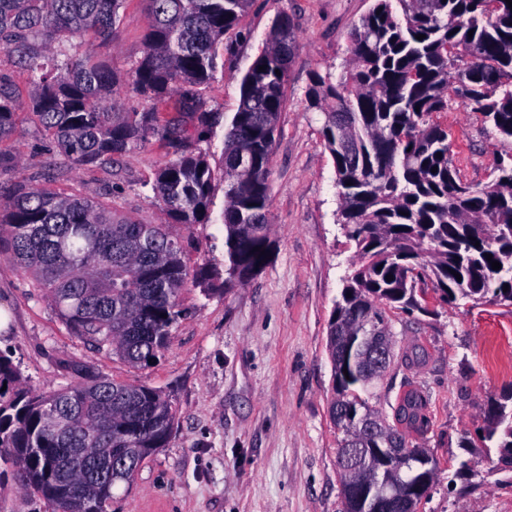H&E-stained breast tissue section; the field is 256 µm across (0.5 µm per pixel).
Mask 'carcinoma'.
I'll return each mask as SVG.
<instances>
[{"label":"carcinoma","mask_w":512,"mask_h":512,"mask_svg":"<svg viewBox=\"0 0 512 512\" xmlns=\"http://www.w3.org/2000/svg\"><path fill=\"white\" fill-rule=\"evenodd\" d=\"M146 51L131 85L156 106L178 95L187 106L216 78L224 34L251 0H147ZM124 0H0V53H18L36 77L29 101L0 70V142L26 113L58 152L77 167L110 164L150 140L175 156L156 174L162 224L120 217L91 200L20 185L0 199V236L16 262L45 292L73 336L133 365L164 350L185 316L188 284L206 297L259 274L273 254L268 179L288 69L297 36L279 15L266 46L240 82L231 119L198 112H124L112 66L65 43L92 34L115 39ZM473 35H468V32ZM425 35L422 40L416 39ZM349 59L338 80L314 74L310 106L325 115L321 134L333 160L337 223L355 245L354 269L329 318L327 348L334 371L330 417L340 434L366 449L376 477L348 494L345 512H385V468L430 489L436 459L393 458L406 431L426 425L427 395L407 390L394 423L369 404L365 336L377 326L392 335L391 312L422 309L427 285L441 302L512 303V161L509 177L480 187L464 181L435 116L448 102L481 115L512 141V9L506 0H375L348 35ZM265 69H260V66ZM224 130V280L205 268L190 273L172 224H202L212 206L213 172L199 143ZM492 260H487V255ZM501 268L494 270L491 261ZM461 279H456V275ZM508 291H503L504 285ZM35 395L11 356L0 354V463L20 472L50 512H108L114 490H129L143 462L167 446L176 410L161 391L101 379ZM342 414L336 415V407ZM380 429L363 434L364 418ZM477 442L496 443L512 471V395L488 413ZM82 449L86 466L71 463Z\"/></svg>","instance_id":"obj_1"}]
</instances>
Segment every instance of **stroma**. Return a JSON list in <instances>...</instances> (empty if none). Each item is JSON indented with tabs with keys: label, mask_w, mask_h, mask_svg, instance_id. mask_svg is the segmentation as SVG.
Returning a JSON list of instances; mask_svg holds the SVG:
<instances>
[{
	"label": "stroma",
	"mask_w": 512,
	"mask_h": 512,
	"mask_svg": "<svg viewBox=\"0 0 512 512\" xmlns=\"http://www.w3.org/2000/svg\"><path fill=\"white\" fill-rule=\"evenodd\" d=\"M373 0H252L224 37V70L200 93L204 108L233 115L240 79L266 43L278 15H288L298 49L288 72L269 176L273 257L263 271L228 292L181 295L187 316L148 365L134 366L71 335L43 292L0 243V304L12 322L0 348L12 350L28 386L51 393L75 382L84 364L100 377L161 390L177 414L170 441L148 458L134 486L109 512H343L336 466V430L329 406L333 367L328 320L354 262L335 221L332 158L323 140L322 112L309 106L314 73L340 75L349 58L348 33ZM114 41L72 40L71 51H92L130 79L149 24L144 0H125ZM438 120L463 178L483 185L494 177L500 141L477 113L450 104ZM215 173L208 224L176 228L189 269L223 267V142L202 143ZM9 157L0 168V195L20 181L76 193L112 205L145 224L163 219L154 192L156 171L173 156L156 140L105 166L72 165L20 116L14 136L0 142ZM426 313H394L396 363L379 383L380 406L411 386L429 396L427 425L413 445L440 460L437 481L419 512H512V472L494 448L462 447L486 423L491 402L512 394V305H452L426 297ZM467 459L471 468L458 471ZM0 512H47L11 468L0 469Z\"/></svg>",
	"instance_id": "stroma-1"
}]
</instances>
